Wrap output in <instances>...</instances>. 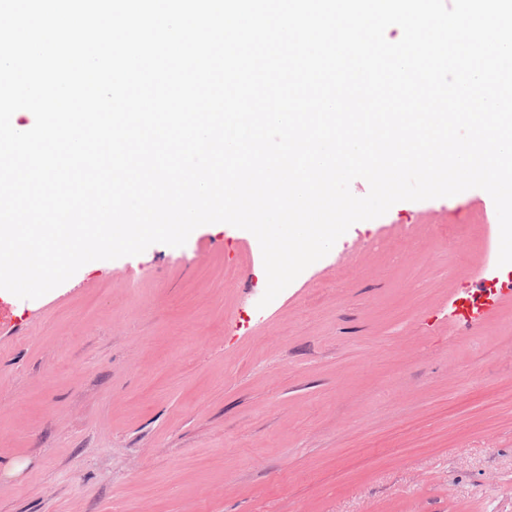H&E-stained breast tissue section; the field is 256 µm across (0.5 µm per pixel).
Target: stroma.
I'll return each instance as SVG.
<instances>
[{
	"label": "stroma",
	"mask_w": 512,
	"mask_h": 512,
	"mask_svg": "<svg viewBox=\"0 0 512 512\" xmlns=\"http://www.w3.org/2000/svg\"><path fill=\"white\" fill-rule=\"evenodd\" d=\"M415 202L266 307L228 224L0 295V512H512V301ZM20 471H12L13 463Z\"/></svg>",
	"instance_id": "stroma-1"
}]
</instances>
